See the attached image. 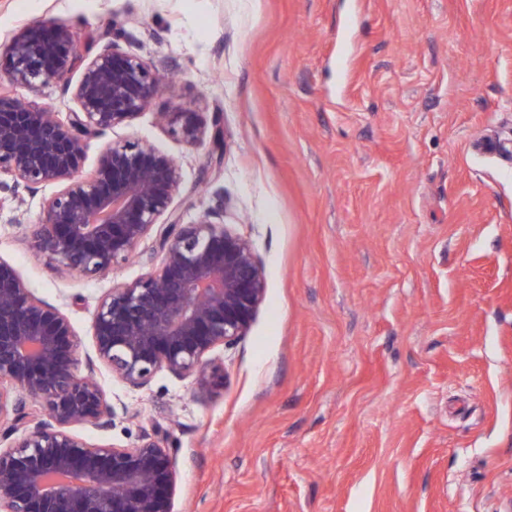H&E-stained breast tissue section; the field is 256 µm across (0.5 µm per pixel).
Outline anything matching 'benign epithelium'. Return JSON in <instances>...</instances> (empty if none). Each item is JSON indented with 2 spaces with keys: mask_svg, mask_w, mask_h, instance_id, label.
Masks as SVG:
<instances>
[{
  "mask_svg": "<svg viewBox=\"0 0 512 512\" xmlns=\"http://www.w3.org/2000/svg\"><path fill=\"white\" fill-rule=\"evenodd\" d=\"M112 33L90 60L66 26L23 28L4 45L7 80L37 89L75 87L79 111L63 121L48 106L0 91V207L54 184L33 238L50 262L87 276L112 271L156 232L158 269L102 298L92 328L96 361L81 372L69 318L36 297L0 260V512H172L175 472L167 435L142 433L131 446L94 444L69 427H111L115 409L96 364L140 388L164 370L200 377L206 356L247 335L266 293V272L249 243L224 225V204L192 224L172 208L181 185L170 156L138 140H112L92 174L81 162L91 142L128 125L152 104L167 75ZM173 135L203 143L196 112L170 118Z\"/></svg>",
  "mask_w": 512,
  "mask_h": 512,
  "instance_id": "obj_1",
  "label": "benign epithelium"
}]
</instances>
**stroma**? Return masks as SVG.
<instances>
[{
	"mask_svg": "<svg viewBox=\"0 0 512 512\" xmlns=\"http://www.w3.org/2000/svg\"><path fill=\"white\" fill-rule=\"evenodd\" d=\"M68 25L171 82L114 140L172 157V206L216 202L264 264L265 299L225 382L96 379L133 445L161 429L173 512H506L512 505V0H0V43ZM197 112L224 149L158 120ZM46 184L0 208V258L65 313L76 357L113 286L159 266L155 237L110 275L35 248Z\"/></svg>",
	"mask_w": 512,
	"mask_h": 512,
	"instance_id": "stroma-1",
	"label": "stroma"
}]
</instances>
